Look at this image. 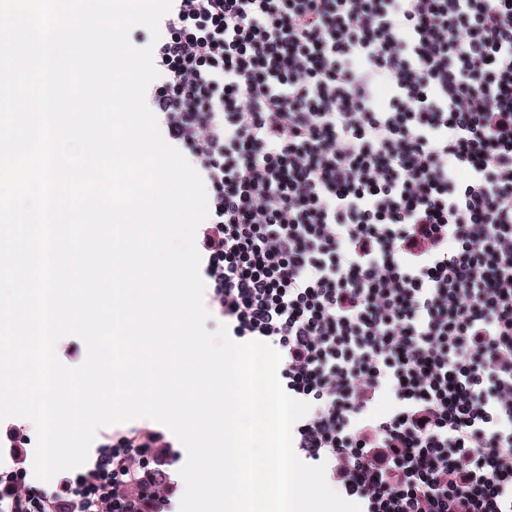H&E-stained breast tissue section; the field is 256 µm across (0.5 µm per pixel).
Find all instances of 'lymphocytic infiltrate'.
<instances>
[{
  "label": "lymphocytic infiltrate",
  "mask_w": 512,
  "mask_h": 512,
  "mask_svg": "<svg viewBox=\"0 0 512 512\" xmlns=\"http://www.w3.org/2000/svg\"><path fill=\"white\" fill-rule=\"evenodd\" d=\"M146 102L201 175L204 302L282 355L297 456L362 512H512V0H173ZM160 432L109 435L0 512L127 494Z\"/></svg>",
  "instance_id": "f902f5d3"
}]
</instances>
